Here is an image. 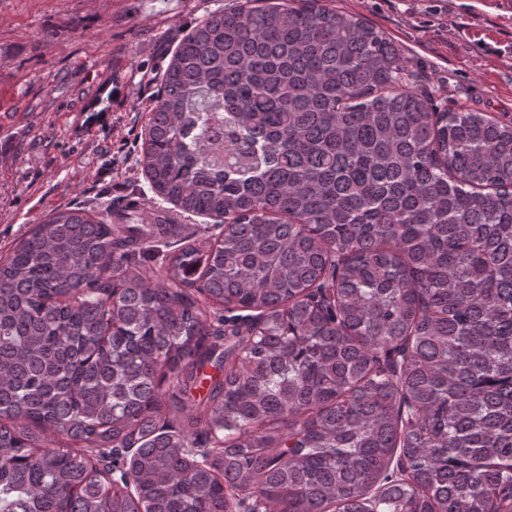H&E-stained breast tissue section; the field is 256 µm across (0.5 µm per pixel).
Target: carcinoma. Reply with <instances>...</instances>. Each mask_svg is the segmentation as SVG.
<instances>
[{
  "label": "carcinoma",
  "instance_id": "1",
  "mask_svg": "<svg viewBox=\"0 0 512 512\" xmlns=\"http://www.w3.org/2000/svg\"><path fill=\"white\" fill-rule=\"evenodd\" d=\"M139 164L220 239L67 207L0 260V512H512V122L331 0H246L179 42ZM164 368L179 411L209 381L176 431Z\"/></svg>",
  "mask_w": 512,
  "mask_h": 512
}]
</instances>
